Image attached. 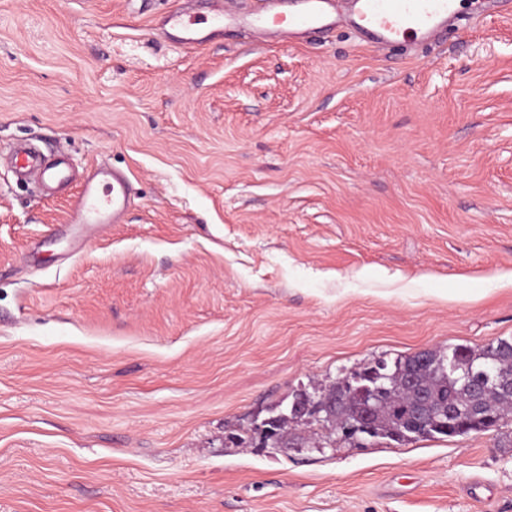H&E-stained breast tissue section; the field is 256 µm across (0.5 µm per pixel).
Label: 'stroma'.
<instances>
[{
    "label": "stroma",
    "mask_w": 512,
    "mask_h": 512,
    "mask_svg": "<svg viewBox=\"0 0 512 512\" xmlns=\"http://www.w3.org/2000/svg\"><path fill=\"white\" fill-rule=\"evenodd\" d=\"M211 0H0V512H512V418L278 452L225 435L377 359L512 341V15L183 51ZM28 140L135 188L65 235Z\"/></svg>",
    "instance_id": "1"
}]
</instances>
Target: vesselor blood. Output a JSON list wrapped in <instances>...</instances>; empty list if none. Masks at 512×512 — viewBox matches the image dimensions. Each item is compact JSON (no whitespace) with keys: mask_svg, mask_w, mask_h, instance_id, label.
<instances>
[{"mask_svg":"<svg viewBox=\"0 0 512 512\" xmlns=\"http://www.w3.org/2000/svg\"><path fill=\"white\" fill-rule=\"evenodd\" d=\"M303 8L285 13L283 0H258L256 7L242 14L225 6L214 7L209 16L198 17L182 10L165 14L166 36L192 52L203 48L217 34L236 31L273 39L283 34L299 36L326 32L336 25L334 0H302ZM353 29L358 39L374 48L405 41L436 39L456 18L453 0H355ZM11 160L19 175H34L56 186L67 185L71 171L65 160L48 163L36 146L21 142ZM133 202L128 177L104 167L91 171L81 187L70 214L76 231L124 216Z\"/></svg>","mask_w":512,"mask_h":512,"instance_id":"obj_1","label":"vessel or blood"}]
</instances>
